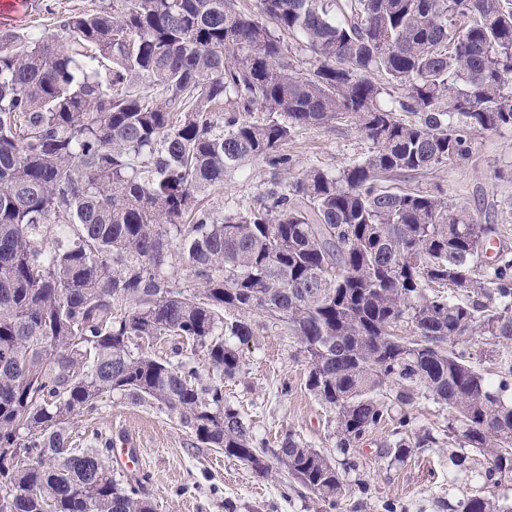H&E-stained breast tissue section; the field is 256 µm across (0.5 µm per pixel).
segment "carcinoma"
Masks as SVG:
<instances>
[{
  "mask_svg": "<svg viewBox=\"0 0 512 512\" xmlns=\"http://www.w3.org/2000/svg\"><path fill=\"white\" fill-rule=\"evenodd\" d=\"M258 2L255 16L238 0H100L47 31L0 30V512H155L146 478L106 464L112 439L73 447L75 418L105 394L268 471L224 399L240 368L225 336H252L225 311L266 313L297 340L341 453L431 400L461 448L450 482L480 483L448 512H512L498 493L512 481V358L495 382L465 350L474 335L512 345V255L482 261L495 225L442 191L383 185L512 129V0ZM389 86L401 93L386 100ZM338 122L370 142L364 157L276 177L234 214L201 204L251 159L288 171L295 128ZM177 264L194 291L172 289ZM166 336L190 354L131 349ZM410 424L398 418L389 462L440 446L429 429L407 438ZM274 456L340 508L350 463L291 434Z\"/></svg>",
  "mask_w": 512,
  "mask_h": 512,
  "instance_id": "obj_1",
  "label": "carcinoma"
}]
</instances>
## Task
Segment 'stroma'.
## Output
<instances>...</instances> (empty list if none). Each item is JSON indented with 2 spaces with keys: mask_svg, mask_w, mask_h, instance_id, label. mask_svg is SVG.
<instances>
[{
  "mask_svg": "<svg viewBox=\"0 0 512 512\" xmlns=\"http://www.w3.org/2000/svg\"><path fill=\"white\" fill-rule=\"evenodd\" d=\"M97 2L27 0L24 9L16 10L11 0H0V30L40 31ZM369 149V142L346 122L295 129L282 147L294 175L312 166L339 170ZM271 178L264 161L247 163L243 171L225 177L223 187L207 194L205 204L218 213L248 208ZM414 184L426 190L440 188L478 223L497 225L495 246L512 251V223L500 221L501 208L512 204V130L475 133L469 158L434 168ZM246 320L253 334L237 346L240 372L225 383L224 396L251 425L256 439L271 450L267 473L247 468L220 449L194 444L178 419L115 393L104 395L94 414L78 418L72 432L77 447L89 445L97 435L112 438L117 445L132 440L137 460L120 472L148 474L146 491L155 512H330L274 457L290 434L321 450L333 463L355 461L342 491L343 512H387L391 507L396 512H448L450 501L468 493V485L448 481V457L459 449L454 440L443 439L440 447L394 465L381 458V448L393 439L392 419L372 428L349 454H341L336 448L335 414L307 390L308 366L298 345L265 313L249 314Z\"/></svg>",
  "mask_w": 512,
  "mask_h": 512,
  "instance_id": "stroma-1",
  "label": "stroma"
}]
</instances>
